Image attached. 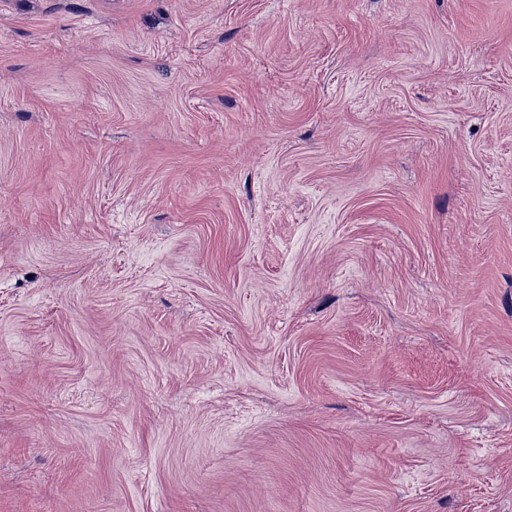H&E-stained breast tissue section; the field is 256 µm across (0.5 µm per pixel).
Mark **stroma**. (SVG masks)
Masks as SVG:
<instances>
[{
	"mask_svg": "<svg viewBox=\"0 0 512 512\" xmlns=\"http://www.w3.org/2000/svg\"><path fill=\"white\" fill-rule=\"evenodd\" d=\"M0 512H512V0H0Z\"/></svg>",
	"mask_w": 512,
	"mask_h": 512,
	"instance_id": "stroma-1",
	"label": "stroma"
}]
</instances>
